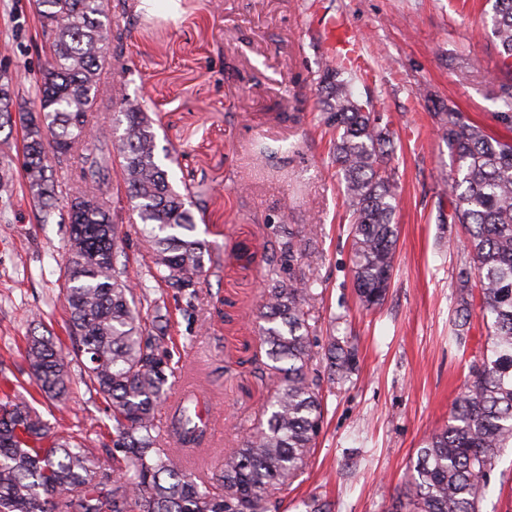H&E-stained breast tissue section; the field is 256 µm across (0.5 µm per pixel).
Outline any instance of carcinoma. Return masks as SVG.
I'll use <instances>...</instances> for the list:
<instances>
[{"mask_svg":"<svg viewBox=\"0 0 512 512\" xmlns=\"http://www.w3.org/2000/svg\"><path fill=\"white\" fill-rule=\"evenodd\" d=\"M47 40L33 108L21 109L23 179L40 222L59 204L78 209L64 245L68 335L86 356V375L112 410V465L96 449L54 433V424L20 395L0 400V512H272V490L290 487L308 467L324 418L321 370L314 366L313 333L305 307L313 300L293 266L309 257L298 227L288 226L265 259V288L257 316L265 361L256 367L273 383L266 421L224 453L218 472L203 480L161 447L155 407L168 368L162 347L169 320L165 303L153 302L151 319L136 307L149 287L127 272L123 237L104 187L118 169L130 210L142 224L154 261L150 277L198 294L206 265L217 259L197 235L205 208L203 185L171 182L158 154L157 120L149 104L124 91L126 29L136 0H36ZM492 33L512 74V0H494ZM115 42L108 51L107 39ZM112 55V104L125 124L116 150V127L88 134L98 104L99 72ZM353 72L327 60L317 84L326 94L321 111L333 128V162L345 184L352 217V271L367 308L383 303L396 262L397 192L389 161L393 136L369 103L353 97ZM498 122L512 127V92L501 98ZM439 135L455 157L448 181L450 212L438 221L460 224L466 258L457 280L456 335L469 332L479 305L486 348L469 367L465 392L448 424L417 449L404 486L410 512H480L502 449L512 447V141L469 121L461 112L436 113ZM80 158V190L67 187L63 164ZM329 378L352 374L354 348L331 339ZM26 360L42 395L58 399L71 385L68 354L52 339L33 336ZM167 432L185 453L200 448L209 432L198 402L173 414Z\"/></svg>","mask_w":512,"mask_h":512,"instance_id":"carcinoma-1","label":"carcinoma"}]
</instances>
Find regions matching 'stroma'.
I'll use <instances>...</instances> for the list:
<instances>
[{
  "instance_id": "35a3bbf8",
  "label": "stroma",
  "mask_w": 512,
  "mask_h": 512,
  "mask_svg": "<svg viewBox=\"0 0 512 512\" xmlns=\"http://www.w3.org/2000/svg\"><path fill=\"white\" fill-rule=\"evenodd\" d=\"M493 0H177L144 11L123 51L129 95L149 99L160 117L159 148L176 150L175 185L205 181L206 238L221 264L210 269L195 303L157 287L170 312L164 347L167 395L191 382L223 434L199 460L216 472L225 451L265 418L271 383L254 378L260 354L255 307L262 256L279 225H303L311 257L298 264L314 289L313 350L330 340L357 350L343 382L323 381V429L305 474L275 493L277 512L302 500L333 502L334 512H388L422 441L448 422L468 366L486 343L480 315L455 338L450 318L465 231L437 220L455 164L437 135L438 112L456 110L504 134L495 114L507 78L492 35ZM34 0H0V78L15 103L32 104L44 61ZM351 60L353 92L395 134L390 160L398 182L397 259L379 307L359 303L344 186L330 160L331 131L316 108L325 58ZM300 122H293V115ZM19 122L0 126V398L23 393L58 434L89 439L100 463L112 453L105 401L80 381L82 358L61 401L44 399L25 359L31 334L64 351L67 333L64 216L41 223L22 176ZM112 175L107 188L122 229L128 275L147 281L153 255ZM254 262L237 257L239 246ZM482 512H512V448L497 463Z\"/></svg>"
}]
</instances>
